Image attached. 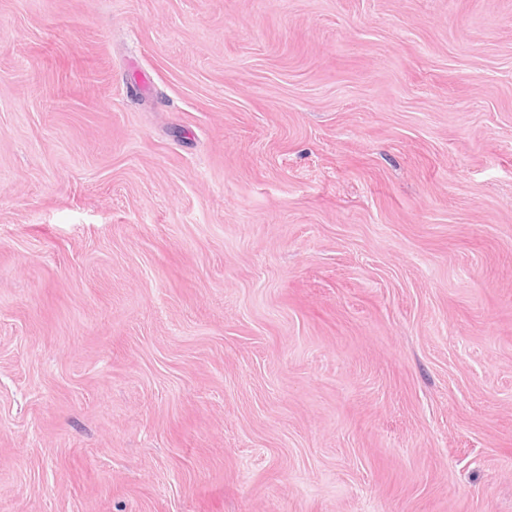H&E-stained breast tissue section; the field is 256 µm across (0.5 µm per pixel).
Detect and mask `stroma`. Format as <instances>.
<instances>
[{"label": "stroma", "instance_id": "obj_1", "mask_svg": "<svg viewBox=\"0 0 512 512\" xmlns=\"http://www.w3.org/2000/svg\"><path fill=\"white\" fill-rule=\"evenodd\" d=\"M0 512H512V0H0Z\"/></svg>", "mask_w": 512, "mask_h": 512}]
</instances>
